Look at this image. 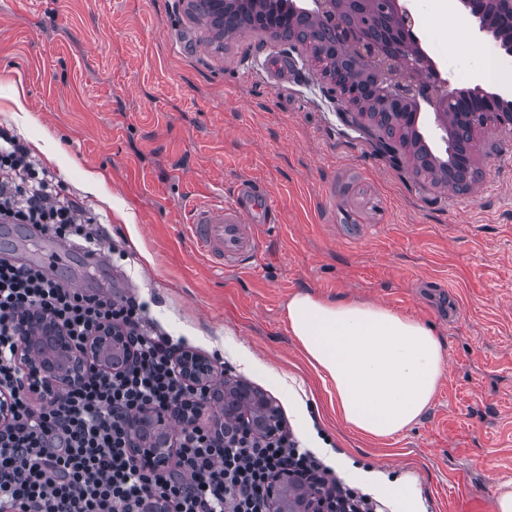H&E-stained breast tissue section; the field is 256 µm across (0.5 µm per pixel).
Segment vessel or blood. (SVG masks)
Returning a JSON list of instances; mask_svg holds the SVG:
<instances>
[{"label":"vessel or blood","mask_w":512,"mask_h":512,"mask_svg":"<svg viewBox=\"0 0 512 512\" xmlns=\"http://www.w3.org/2000/svg\"><path fill=\"white\" fill-rule=\"evenodd\" d=\"M274 205L253 184L242 183L232 200L217 195L186 206L187 227L195 249L217 267H256L259 236L271 222Z\"/></svg>","instance_id":"obj_1"}]
</instances>
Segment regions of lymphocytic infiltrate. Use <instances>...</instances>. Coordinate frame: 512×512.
I'll use <instances>...</instances> for the list:
<instances>
[{
	"instance_id": "1",
	"label": "lymphocytic infiltrate",
	"mask_w": 512,
	"mask_h": 512,
	"mask_svg": "<svg viewBox=\"0 0 512 512\" xmlns=\"http://www.w3.org/2000/svg\"><path fill=\"white\" fill-rule=\"evenodd\" d=\"M0 224L36 228L85 250L105 241L96 216L61 196L52 172L5 129ZM30 311L60 323L78 345L101 326L123 327L134 359L117 372L89 368L62 400L34 402L16 358L15 319ZM178 350L134 291H80L0 256V393L14 398L12 421L0 428V512H148L157 501L168 512H267L266 482L281 470L323 480L336 512H377L372 496L340 481L290 434L220 444L200 418L178 430L167 469L140 466L129 453L130 420L200 399L179 381Z\"/></svg>"
}]
</instances>
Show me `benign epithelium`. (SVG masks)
<instances>
[{
    "instance_id": "obj_1",
    "label": "benign epithelium",
    "mask_w": 512,
    "mask_h": 512,
    "mask_svg": "<svg viewBox=\"0 0 512 512\" xmlns=\"http://www.w3.org/2000/svg\"><path fill=\"white\" fill-rule=\"evenodd\" d=\"M376 0H288V15L304 14L329 26V45L350 63L338 80L327 81L328 92L340 102L344 116L364 133L377 139L396 164L415 162L410 149L400 141L376 133L371 113L362 111V96L370 93L377 109L390 123L419 131L422 110H432L435 133L445 144L450 161L430 155L435 172L448 174L456 161L452 131L456 123L467 122L471 129L512 135V100L477 86L451 87L415 34V19L403 0H386L381 33L376 35L360 19L375 10ZM192 8L201 21L214 14L235 11L228 0L224 10L213 0H193ZM477 105L473 112H458L460 101ZM21 344L17 358L22 364L32 395L37 399H57L80 383L87 368L118 371L133 359L123 329L104 325L87 337L83 347H74L67 329L41 313L26 312L17 318ZM181 383L203 393L205 402L224 411V420L212 425L219 440L235 435L276 440L285 431L281 407L262 390L242 380L214 379V365L205 355L182 349L176 359ZM191 421V408L177 406L158 414L145 411L130 423L133 457L154 468L167 467L176 450L170 424ZM268 512H332L320 485L283 471L266 486Z\"/></svg>"
}]
</instances>
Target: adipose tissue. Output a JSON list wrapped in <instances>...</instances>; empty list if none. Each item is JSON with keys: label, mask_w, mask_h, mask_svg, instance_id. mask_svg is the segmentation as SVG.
Here are the masks:
<instances>
[{"label": "adipose tissue", "mask_w": 512, "mask_h": 512, "mask_svg": "<svg viewBox=\"0 0 512 512\" xmlns=\"http://www.w3.org/2000/svg\"><path fill=\"white\" fill-rule=\"evenodd\" d=\"M288 325L309 362L336 391L343 421L373 439L416 423L444 374L442 345L432 327L384 306L292 296Z\"/></svg>", "instance_id": "ef3b65f1"}]
</instances>
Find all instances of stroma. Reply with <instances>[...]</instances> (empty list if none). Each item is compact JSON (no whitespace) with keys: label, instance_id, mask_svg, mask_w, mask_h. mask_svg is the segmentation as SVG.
<instances>
[{"label":"stroma","instance_id":"obj_1","mask_svg":"<svg viewBox=\"0 0 512 512\" xmlns=\"http://www.w3.org/2000/svg\"><path fill=\"white\" fill-rule=\"evenodd\" d=\"M423 48L452 86L477 85L494 52L461 0H407ZM471 30L467 52L445 22ZM246 30L216 42L174 0H0V128L91 207L123 257L64 281L132 288L172 338L220 352L231 377L275 399L297 437L405 476L425 512H493L512 481V136L477 150L468 192L395 164L348 123L311 61ZM97 174V193L84 190ZM260 183L279 221L251 270L192 246L182 202ZM298 292L373 301L430 324L445 372L410 428L373 440L336 412L329 380L288 327Z\"/></svg>","mask_w":512,"mask_h":512}]
</instances>
